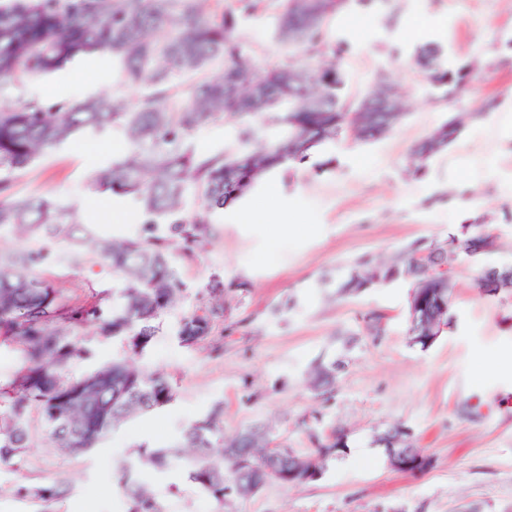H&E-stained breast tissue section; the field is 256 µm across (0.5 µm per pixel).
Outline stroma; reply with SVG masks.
<instances>
[{"mask_svg": "<svg viewBox=\"0 0 512 512\" xmlns=\"http://www.w3.org/2000/svg\"><path fill=\"white\" fill-rule=\"evenodd\" d=\"M274 7L238 18L237 33L259 64L277 62L284 47L272 38ZM330 40L348 43L339 65L345 96L368 95L378 78L399 90L403 120L373 142L342 127L308 162L267 176L208 225L192 254L171 246L182 290L160 319L144 354L125 340L84 327L79 344L89 358L70 367L78 378L116 358L167 374L175 399L164 409L127 421L97 448L74 455L48 445L32 416V446L22 462L0 471V512H41L17 485L68 481L73 491L57 512H127L120 461L134 445L175 443L183 429L222 406L225 437L265 423L271 443L309 451L311 416L321 408L305 377L320 360L339 361L336 401L325 425L344 432L353 457L328 460L317 480L272 483L247 498L217 504L188 479L186 461L138 469L164 512H512V374L475 375L477 356L512 352V290L494 296L474 286L480 263L459 256L451 272L453 325L423 349L408 334L404 280L354 295L337 286L367 256L380 264L419 242H445L449 231L477 221L495 238L482 263L512 265V0H351L328 20ZM437 45L448 68L467 81L454 97L428 82L415 60ZM112 67L97 59L51 77L18 85L13 95L79 101L112 85ZM453 117L460 136L418 163L412 146ZM120 130L82 132L18 172L17 197L45 194L110 214L106 236L140 235L146 220L129 199L98 197L88 189L98 168L122 157ZM309 224L313 233L283 235L282 225ZM75 299L112 288L109 267L49 269ZM224 283V300L207 291ZM223 316L202 344L176 337L182 319L200 308ZM384 317L383 333L369 335L367 314ZM400 425L432 466L422 473L394 470L376 438Z\"/></svg>", "mask_w": 512, "mask_h": 512, "instance_id": "1", "label": "stroma"}]
</instances>
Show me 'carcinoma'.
Returning a JSON list of instances; mask_svg holds the SVG:
<instances>
[{
  "instance_id": "cac0c4a2",
  "label": "carcinoma",
  "mask_w": 512,
  "mask_h": 512,
  "mask_svg": "<svg viewBox=\"0 0 512 512\" xmlns=\"http://www.w3.org/2000/svg\"><path fill=\"white\" fill-rule=\"evenodd\" d=\"M209 0H0V231H16L39 239V246L0 254V342L20 354L17 369L0 379V466L13 467L31 448L30 416L37 413L48 442L84 454L121 422L160 410L174 399L172 385L160 372H144L126 359H114L83 377L67 371L87 355L76 330L91 326L105 337L125 339L142 353L157 331L155 321L180 291V279L168 257L178 240L193 251L212 219L224 212L268 174L305 163L311 151L332 140L347 125L362 141L390 131L400 116L382 113L369 126L356 125L364 101H344L345 76L336 64L310 70L304 60L342 57L345 46L331 42L326 19L347 5L320 0L315 23L304 26L302 40L288 44V21L295 18L294 0H277L274 38L292 52L270 66L257 63L236 35L234 13L211 12ZM107 56L115 86L78 102L45 103L37 97L13 102L10 82L47 78L85 56ZM417 63L433 85L460 89L463 75L444 66L441 50L427 47ZM198 73L189 96L172 104L173 73ZM137 88L132 98L125 89ZM223 121L236 129V144L221 154L199 151L190 140L198 127ZM274 125L280 136L263 138L259 124ZM118 128L126 154L96 170L92 185L100 193L133 199L148 216L150 233L117 241L96 235L95 224L107 220L76 205L44 196L9 198L16 172L28 167L45 149L57 147L79 131L106 133ZM461 122L443 123L415 144L412 156L424 161L460 135ZM201 205L186 214L190 195ZM89 241L94 254L119 278L120 302L103 292L73 300L45 277L64 247ZM491 246L483 225L473 222L461 237L432 243L415 252L426 264L411 265L408 253L390 265L358 262L338 285L342 295L374 283L409 280L436 287L430 271L448 262V254L485 255ZM218 312H194L182 319L179 342L187 347L205 341ZM321 403L335 400L336 362H317L308 374ZM223 409L187 425L179 442L139 453L140 465L163 467L193 453L188 479L217 502L228 496H252L271 483L289 484L288 456L274 455L268 433L252 425L224 440ZM313 445L304 454L313 471L318 461L345 448L343 434L310 432ZM123 486L129 512H163L155 496L132 479L123 464ZM34 496L44 512L71 493L58 480L41 487H20Z\"/></svg>"
}]
</instances>
